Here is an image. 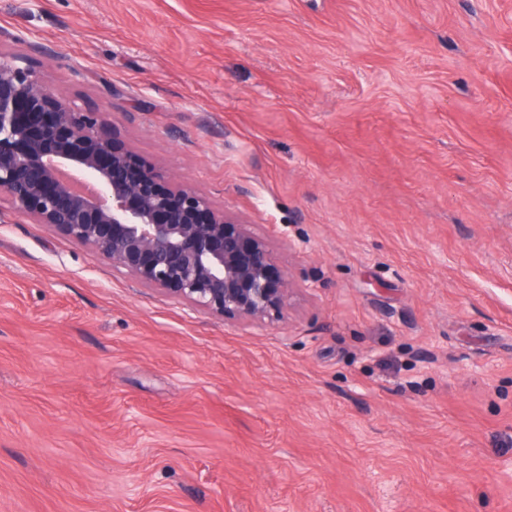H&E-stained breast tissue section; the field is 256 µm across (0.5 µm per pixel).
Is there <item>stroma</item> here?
Segmentation results:
<instances>
[{"label":"stroma","mask_w":512,"mask_h":512,"mask_svg":"<svg viewBox=\"0 0 512 512\" xmlns=\"http://www.w3.org/2000/svg\"><path fill=\"white\" fill-rule=\"evenodd\" d=\"M0 53L294 288L224 322L0 195V512H512V0H0Z\"/></svg>","instance_id":"stroma-1"}]
</instances>
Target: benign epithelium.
<instances>
[{"instance_id": "7a95c632", "label": "benign epithelium", "mask_w": 512, "mask_h": 512, "mask_svg": "<svg viewBox=\"0 0 512 512\" xmlns=\"http://www.w3.org/2000/svg\"><path fill=\"white\" fill-rule=\"evenodd\" d=\"M0 194L136 282L226 322L283 316L291 282L252 225L117 147L100 114L0 53Z\"/></svg>"}]
</instances>
